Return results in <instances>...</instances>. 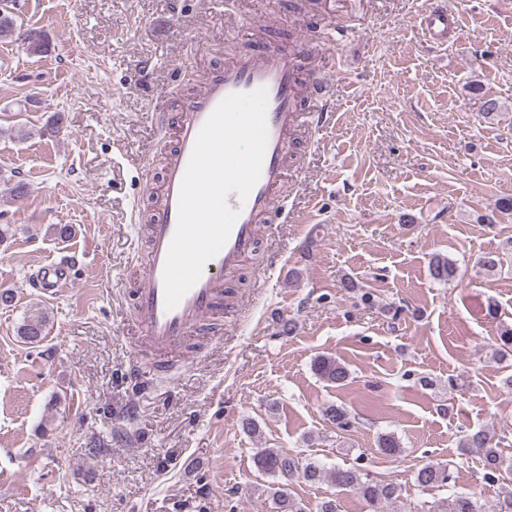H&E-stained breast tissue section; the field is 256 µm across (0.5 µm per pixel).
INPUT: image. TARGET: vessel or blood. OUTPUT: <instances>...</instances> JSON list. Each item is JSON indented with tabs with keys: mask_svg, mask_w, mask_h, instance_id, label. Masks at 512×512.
Instances as JSON below:
<instances>
[{
	"mask_svg": "<svg viewBox=\"0 0 512 512\" xmlns=\"http://www.w3.org/2000/svg\"><path fill=\"white\" fill-rule=\"evenodd\" d=\"M417 25L432 47L448 42L449 28L460 25L459 15L447 0H428L416 18ZM325 40L306 49H286L268 40L252 53L211 68L199 94L185 105L171 128L172 147L162 171L159 191L161 204L142 233L146 240L144 271L131 284L134 322L138 330L137 350L148 351L158 362L179 357L188 340L204 333L210 318L224 311V297L244 260L257 252L261 227L276 213H285L284 189L288 174L284 159L299 128L323 132L335 110V85L312 73L301 76V52H325ZM265 89L267 93V145L260 177L247 200L229 194L227 203L238 210L228 239L210 259L198 281L174 309H166L163 270L177 226L180 187L198 134L216 106L228 95ZM72 285L67 260L43 266L35 283L44 294L56 295Z\"/></svg>",
	"mask_w": 512,
	"mask_h": 512,
	"instance_id": "obj_1",
	"label": "vessel or blood"
}]
</instances>
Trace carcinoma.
<instances>
[{"mask_svg": "<svg viewBox=\"0 0 512 512\" xmlns=\"http://www.w3.org/2000/svg\"><path fill=\"white\" fill-rule=\"evenodd\" d=\"M430 276L439 282L453 280L457 274L456 263L442 256H435L429 265ZM47 320L43 316L25 318L17 329L21 342L34 347L46 338ZM314 372L331 385L341 387L350 377L345 364L331 356H318L313 361ZM326 420L344 430L351 420L347 410L337 404H330L323 410ZM377 447L386 456H397L401 452L399 440L392 433L379 435ZM463 447L472 449L482 456L486 469L485 478L494 482L499 479L503 468H512V460L506 459L496 450L493 436L484 429H478L466 436ZM257 468L266 475L277 479L269 487L268 494L277 505L278 512H306L304 505L289 491V484L295 479H303L308 484H318L326 480L342 490H350L361 495L370 505L394 504L401 497V488L391 482H379L359 466L337 467L326 470L319 463L303 459L297 455L284 452L278 448H259L255 456ZM452 481L448 465L427 463L416 473L418 486L429 491L434 488L450 486ZM428 512H484L479 501L463 493H457L446 504H434Z\"/></svg>", "mask_w": 512, "mask_h": 512, "instance_id": "carcinoma-1", "label": "carcinoma"}]
</instances>
